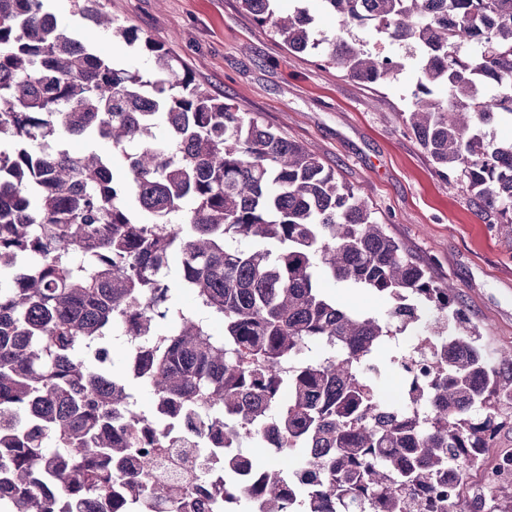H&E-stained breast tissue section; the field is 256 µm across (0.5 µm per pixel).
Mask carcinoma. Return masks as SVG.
Instances as JSON below:
<instances>
[{
	"label": "carcinoma",
	"mask_w": 512,
	"mask_h": 512,
	"mask_svg": "<svg viewBox=\"0 0 512 512\" xmlns=\"http://www.w3.org/2000/svg\"><path fill=\"white\" fill-rule=\"evenodd\" d=\"M278 2L242 0L289 52L366 85L400 69L319 37L305 0L286 17ZM322 2L343 30L414 50L403 124L511 238L512 140L486 128L512 115V0ZM99 4L75 2L92 23L78 38L45 0H0V512L189 508L174 483L138 482L133 496L119 484L168 445L155 410L124 409L133 382L224 430V473L248 475L216 483L223 512H512V479L489 482V507L449 491L512 421V350L488 358L454 288L319 156L244 118ZM100 30L139 45L151 68L96 54ZM80 136L110 143L112 159L54 151ZM113 160L129 185L112 180ZM174 252L193 312L162 269ZM324 276L392 305L348 310ZM117 331L130 346L119 376L93 361ZM381 360L405 384L392 402L373 375ZM271 430L282 465L242 452Z\"/></svg>",
	"instance_id": "cac0c4a2"
}]
</instances>
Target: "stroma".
I'll return each mask as SVG.
<instances>
[{
  "label": "stroma",
  "instance_id": "35a3bbf8",
  "mask_svg": "<svg viewBox=\"0 0 512 512\" xmlns=\"http://www.w3.org/2000/svg\"><path fill=\"white\" fill-rule=\"evenodd\" d=\"M116 24L163 45L197 83L319 155L380 222L457 289L489 354L512 348V239L439 175L402 122L417 80L412 59L367 86L335 66L289 53L241 0H102ZM94 51L141 70L138 47L99 32Z\"/></svg>",
  "mask_w": 512,
  "mask_h": 512
}]
</instances>
